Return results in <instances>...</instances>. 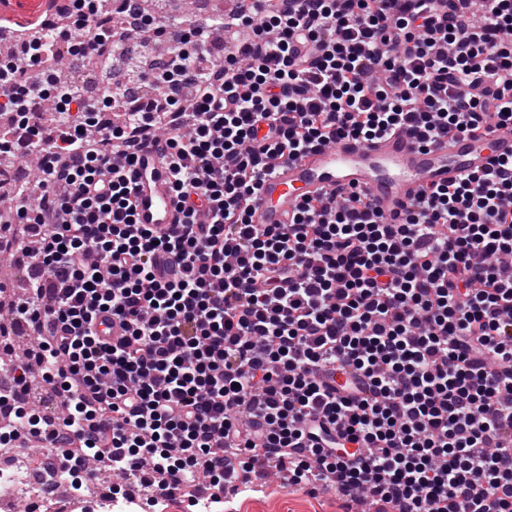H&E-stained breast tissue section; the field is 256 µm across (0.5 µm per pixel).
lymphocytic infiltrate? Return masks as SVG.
<instances>
[{
    "mask_svg": "<svg viewBox=\"0 0 512 512\" xmlns=\"http://www.w3.org/2000/svg\"><path fill=\"white\" fill-rule=\"evenodd\" d=\"M105 0H73L64 44L160 43L141 101L95 103L60 79L41 33L0 57V163L37 156L14 187L31 259L0 312L37 346L8 373L54 395L0 394L7 447L60 449L68 474H146L149 494L204 479L212 503L270 471L393 512H512V159L422 194L384 222L363 192L303 200L290 223L250 221L266 157L295 159L408 127L421 144L512 131V0H240L219 17H143L100 31ZM269 120L258 137L257 123ZM181 218L135 229V164L150 146ZM170 253L185 278L160 281ZM118 318V343L92 330ZM365 386L341 396L320 378Z\"/></svg>",
    "mask_w": 512,
    "mask_h": 512,
    "instance_id": "lymphocytic-infiltrate-1",
    "label": "lymphocytic infiltrate"
}]
</instances>
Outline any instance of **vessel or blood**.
<instances>
[{"instance_id": "obj_1", "label": "vessel or blood", "mask_w": 512, "mask_h": 512, "mask_svg": "<svg viewBox=\"0 0 512 512\" xmlns=\"http://www.w3.org/2000/svg\"><path fill=\"white\" fill-rule=\"evenodd\" d=\"M512 157V132L497 131L478 140L458 134L423 147L407 131L363 142L345 138L310 150L294 160H279L261 186L252 223H288L306 197L339 188L363 191L386 222L396 223L415 197L439 185ZM136 179L138 221L165 233L177 211L169 175L155 150L140 159Z\"/></svg>"}]
</instances>
